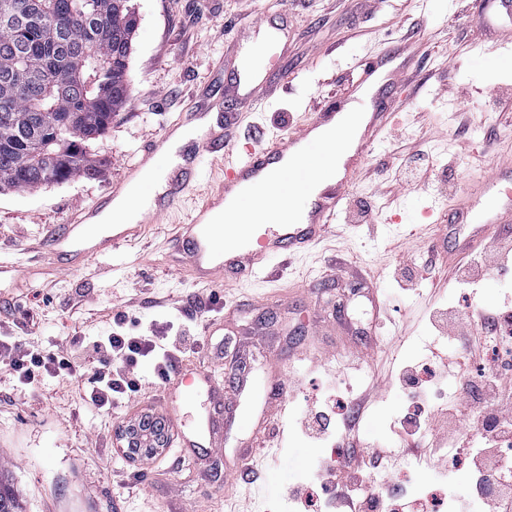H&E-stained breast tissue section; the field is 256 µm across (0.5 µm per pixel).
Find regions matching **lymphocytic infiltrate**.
<instances>
[{
  "label": "lymphocytic infiltrate",
  "mask_w": 512,
  "mask_h": 512,
  "mask_svg": "<svg viewBox=\"0 0 512 512\" xmlns=\"http://www.w3.org/2000/svg\"><path fill=\"white\" fill-rule=\"evenodd\" d=\"M449 336L459 344L456 351L433 356L426 373L406 371L402 387L408 396L421 399L425 390L440 388L449 373L467 377L473 356L482 351L487 338L506 334L512 327V312L484 309L443 319ZM196 343L192 336H143L129 328L125 316L113 321L108 335L93 339L73 337L65 355L15 341L8 324L0 322V364L5 365L20 384L29 385L40 378H81L82 401L90 411L103 412L128 403L143 385L139 374L141 361L156 356L154 375L164 383L187 352ZM486 396L466 395L454 402H441L432 411L438 424L436 447L451 445L468 452L475 472L482 476H504L512 471V350L496 351L485 370ZM340 437L346 445L345 461L328 471L320 482V493L328 500H340L349 512H386L388 503L365 491L369 478H382L389 448L377 442L361 441L354 432L356 413H342ZM481 424L484 444L467 448L465 423Z\"/></svg>",
  "instance_id": "f902f5d3"
}]
</instances>
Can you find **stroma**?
Segmentation results:
<instances>
[{"instance_id":"1","label":"stroma","mask_w":512,"mask_h":512,"mask_svg":"<svg viewBox=\"0 0 512 512\" xmlns=\"http://www.w3.org/2000/svg\"><path fill=\"white\" fill-rule=\"evenodd\" d=\"M135 2L130 100L95 145L101 177L0 191V263L19 268L0 279V321L16 322L23 342L61 354L72 336L107 335L113 316L124 312L146 336L195 331L197 351L179 370L205 365L227 378L245 365L252 387L242 411L250 421L225 426L223 447L199 449L176 473L172 437L199 404L170 402L152 382V360L139 367L146 385L129 407L101 414L85 409L76 381L47 378L27 388L0 365V469L10 473L27 512H303L288 491L314 484L319 466L333 464L339 431L334 425L312 438L300 425L307 407L336 381L345 382L347 402L371 379L389 376L361 409L358 432L393 444L409 406L395 378L451 347L435 314L512 308V246L501 256V271L473 273L463 284L444 271L410 288L393 276L396 264L436 258L433 239L448 211L449 186L472 185L512 157V52L494 51L505 29L482 21V0H268L261 10L252 0ZM260 15L280 17L286 29L290 83L276 85L261 110H242L226 133L241 145L261 133L288 134L322 111L347 92L367 55L403 43L423 46L330 236L305 256L275 260L270 273L218 288L168 263L175 222L169 215L143 224L133 246L74 273L59 268L42 249L49 233L110 184L129 183L146 146L203 92L221 98L241 35ZM460 141L469 161L454 155ZM418 149L441 178L413 192L392 178ZM355 198L374 205L371 228L354 219ZM358 265L374 269L368 289L351 278ZM375 297L400 306L399 323L358 359L356 333L370 323ZM256 327L266 328L272 358L249 359L243 344ZM287 375L296 388L283 403L274 390ZM153 412L165 422L164 447L147 461L128 456L126 426ZM415 462L393 458L387 469L429 489L470 491L469 467L442 478Z\"/></svg>"}]
</instances>
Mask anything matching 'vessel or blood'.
I'll return each instance as SVG.
<instances>
[{
    "instance_id": "obj_1",
    "label": "vessel or blood",
    "mask_w": 512,
    "mask_h": 512,
    "mask_svg": "<svg viewBox=\"0 0 512 512\" xmlns=\"http://www.w3.org/2000/svg\"><path fill=\"white\" fill-rule=\"evenodd\" d=\"M416 53V46L407 44L360 63L358 82L373 84L374 92L366 104L364 121L346 133L348 153L341 174L331 178L317 194L289 196L288 211L264 223L228 227L218 235L213 232L214 216L241 196L263 195L272 184L273 168L294 174L306 183L315 181L316 176L307 161L315 155L330 158L329 144L320 139L319 133L341 126L348 102L344 99L331 101L296 131L238 150L230 148L223 124L211 126L198 150L221 158L222 177L217 187L180 223L176 234L177 265L188 268L196 282L215 284L257 276L268 271L272 262L280 257L306 255L335 223L342 202L372 146L391 119L390 102L398 80L409 69ZM234 67L231 86L234 98L227 102V111H235L240 101L251 108H260L272 84L267 65H255L240 58ZM198 178L197 163L191 159L169 176L163 194L154 196L149 190H142L141 200L148 205L147 216L160 218L178 210L189 186ZM104 206V201H96L47 237L46 251L61 261L64 270H75L108 249L121 247L136 235L133 225L123 224L111 235L92 244L86 243L85 223ZM509 227H512V161L499 165L481 180L467 200L460 203L455 217L449 219L446 233L451 247L448 256L463 257L483 236ZM189 387L205 404L189 445L207 448L223 429L225 402H237L245 384L241 381L224 384L211 371L203 369L191 377Z\"/></svg>"
}]
</instances>
